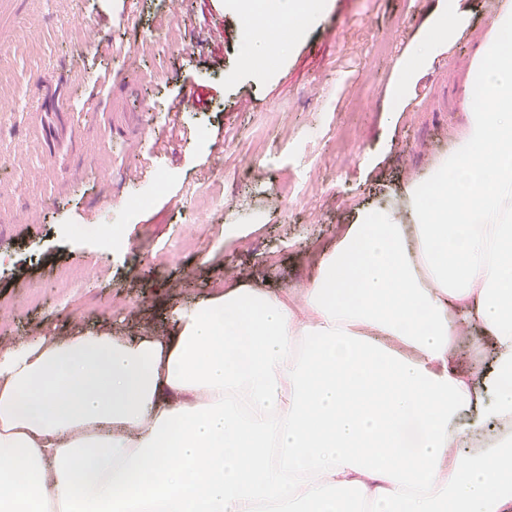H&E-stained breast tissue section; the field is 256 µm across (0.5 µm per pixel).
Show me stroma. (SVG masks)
<instances>
[{"instance_id": "stroma-1", "label": "stroma", "mask_w": 512, "mask_h": 512, "mask_svg": "<svg viewBox=\"0 0 512 512\" xmlns=\"http://www.w3.org/2000/svg\"><path fill=\"white\" fill-rule=\"evenodd\" d=\"M505 3L458 0L455 30L418 63L447 0H324L284 52L249 66L240 0H28L0 45V344L90 325L165 336L168 308L225 282L306 283L360 204L408 215L407 185L464 130L454 104ZM92 20L99 50L83 45ZM40 75L62 77L67 100L51 152ZM122 77L137 96L121 120L147 127L138 144L111 129ZM198 83L208 99L187 105L185 135L155 145ZM75 136L87 156L70 153ZM115 230L116 251L102 245Z\"/></svg>"}]
</instances>
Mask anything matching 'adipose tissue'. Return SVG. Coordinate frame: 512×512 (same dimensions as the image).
I'll list each match as a JSON object with an SVG mask.
<instances>
[{"mask_svg": "<svg viewBox=\"0 0 512 512\" xmlns=\"http://www.w3.org/2000/svg\"><path fill=\"white\" fill-rule=\"evenodd\" d=\"M469 81L495 109L411 184L414 244L367 205L304 286L0 345V512H512L511 7Z\"/></svg>", "mask_w": 512, "mask_h": 512, "instance_id": "adipose-tissue-1", "label": "adipose tissue"}]
</instances>
